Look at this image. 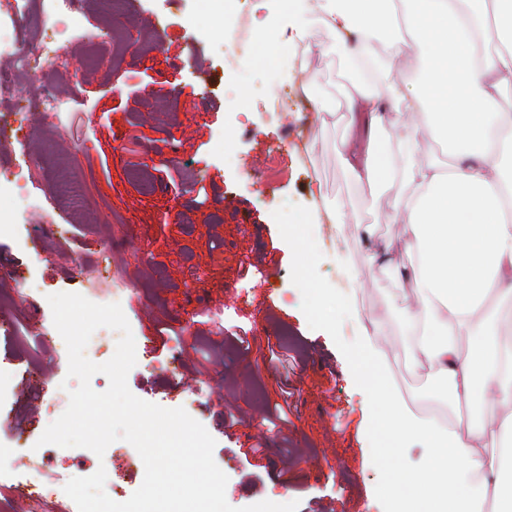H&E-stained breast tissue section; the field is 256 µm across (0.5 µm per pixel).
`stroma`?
Listing matches in <instances>:
<instances>
[{
    "label": "stroma",
    "mask_w": 512,
    "mask_h": 512,
    "mask_svg": "<svg viewBox=\"0 0 512 512\" xmlns=\"http://www.w3.org/2000/svg\"><path fill=\"white\" fill-rule=\"evenodd\" d=\"M155 12L163 16L158 33L144 23ZM105 21L99 0H82L76 27L63 34L46 17L43 30L55 42L39 74L69 100L64 128L20 130L0 150L4 171L25 153L39 157L27 177L31 203L0 202L29 228L0 233V264L14 270L0 278V321L19 330L0 331V467H11L17 444L38 446L78 385L66 377V355L54 352L61 336L51 329L47 295H93L111 287L117 270L130 283L121 308L136 346L128 387L145 401L186 408L205 426L230 505L281 493L298 501V512H387L376 398L350 356L356 323L335 296L353 292L362 318L379 322L391 381L411 410L447 412L448 393L402 330L412 284L370 259L359 240V223L369 224L372 241L391 243L397 265L407 264L399 225L374 222L371 208L416 188L398 179L378 198L349 177L348 121L337 115L352 82L346 59L324 27L308 30L310 123L285 130L262 122L257 103L273 101L286 80L260 53L230 65L224 30L199 0H122L109 21L159 41L147 55L112 56L101 42ZM300 133L306 147L297 150L291 143ZM270 159L271 185L253 175ZM62 170L83 185V206L49 195ZM319 186L326 203L345 204L346 223H303ZM45 221L62 225L65 238L44 234ZM292 233L312 246L313 264L289 246ZM342 237L363 282L355 290L336 264ZM40 448L46 481L102 466L126 493L143 482L136 454Z\"/></svg>",
    "instance_id": "obj_1"
}]
</instances>
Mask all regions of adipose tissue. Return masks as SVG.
Masks as SVG:
<instances>
[{
    "instance_id": "obj_1",
    "label": "adipose tissue",
    "mask_w": 512,
    "mask_h": 512,
    "mask_svg": "<svg viewBox=\"0 0 512 512\" xmlns=\"http://www.w3.org/2000/svg\"><path fill=\"white\" fill-rule=\"evenodd\" d=\"M279 17L298 23L312 16L350 61L368 60L393 71L407 51L421 63L415 82L379 91L357 79L349 111H362L361 152L344 162L354 180L383 190L394 178L417 187L408 201L394 200L395 222L411 258L406 276L414 301L402 313L416 351L448 389V403L476 411L447 422L414 413L389 381L378 326H361L352 351L376 393L380 451L389 464V512H482L493 497L496 512H512V118L494 106L512 86V0H276ZM500 45L486 51L489 34ZM422 117L455 165L417 160L418 133L407 132L394 154L383 153L376 129L385 113ZM468 337L461 352L457 339ZM428 448L427 462L406 471V444ZM497 444L500 455L488 454Z\"/></svg>"
}]
</instances>
